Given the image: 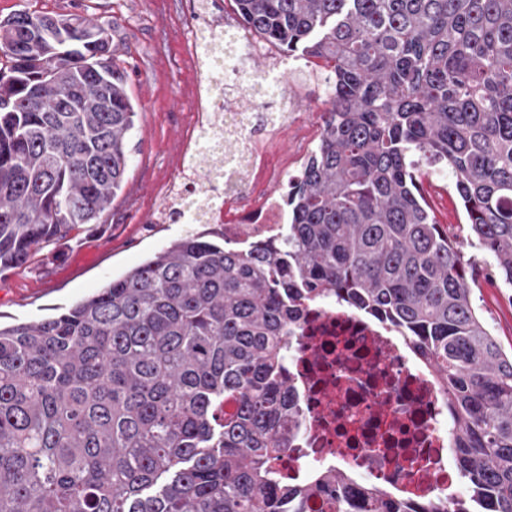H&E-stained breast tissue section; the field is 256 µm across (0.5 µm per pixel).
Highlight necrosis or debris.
I'll return each instance as SVG.
<instances>
[{"mask_svg":"<svg viewBox=\"0 0 512 512\" xmlns=\"http://www.w3.org/2000/svg\"><path fill=\"white\" fill-rule=\"evenodd\" d=\"M290 360L305 450L282 453L289 478L339 464L401 496L447 494L448 402L389 328L332 300L306 313Z\"/></svg>","mask_w":512,"mask_h":512,"instance_id":"obj_1","label":"necrosis or debris"}]
</instances>
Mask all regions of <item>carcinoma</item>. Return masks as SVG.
Here are the masks:
<instances>
[{
    "label": "carcinoma",
    "mask_w": 512,
    "mask_h": 512,
    "mask_svg": "<svg viewBox=\"0 0 512 512\" xmlns=\"http://www.w3.org/2000/svg\"><path fill=\"white\" fill-rule=\"evenodd\" d=\"M233 2L245 33L333 74L287 228L243 249L190 232L58 313L0 323V512H440L342 469L291 482L274 465L303 434L288 342L326 295L431 368L473 487L455 512H512V353L413 159L448 168L466 241L512 288V0ZM18 17L38 19L0 20V270L100 223L136 115L110 22L58 14L105 43L19 57Z\"/></svg>",
    "instance_id": "carcinoma-1"
}]
</instances>
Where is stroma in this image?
I'll return each instance as SVG.
<instances>
[{
    "mask_svg": "<svg viewBox=\"0 0 512 512\" xmlns=\"http://www.w3.org/2000/svg\"><path fill=\"white\" fill-rule=\"evenodd\" d=\"M79 14L112 23V49L129 77L135 129L128 140L129 167L121 191L100 223L35 251L21 268L0 272V314L36 320L90 296L188 232L221 234L223 225L170 220L164 208L175 190L200 195L212 180L195 157L202 131L196 110L206 89L209 58L206 21L236 33L232 0H0V20L13 13ZM237 74L225 79L224 107L245 118L262 160L242 171L240 210L269 194H285L321 134L328 73L323 65L285 56L255 55L238 45ZM424 195L450 236L465 238V217L446 170L421 163ZM474 305L512 349V288L478 275Z\"/></svg>",
    "mask_w": 512,
    "mask_h": 512,
    "instance_id": "1",
    "label": "stroma"
}]
</instances>
